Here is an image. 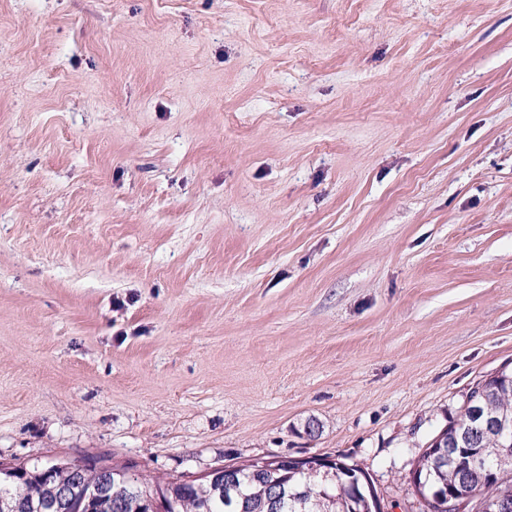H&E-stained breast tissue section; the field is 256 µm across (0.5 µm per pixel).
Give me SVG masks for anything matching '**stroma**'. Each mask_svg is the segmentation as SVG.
Instances as JSON below:
<instances>
[{
    "instance_id": "35a3bbf8",
    "label": "stroma",
    "mask_w": 512,
    "mask_h": 512,
    "mask_svg": "<svg viewBox=\"0 0 512 512\" xmlns=\"http://www.w3.org/2000/svg\"><path fill=\"white\" fill-rule=\"evenodd\" d=\"M510 362L512 0H0V462L422 512ZM330 459L311 456L307 458H290L287 456L278 457L273 459H268L266 462H274L275 464L270 468L278 467L279 465L286 463H295L299 466V468L304 469L312 476L321 475L322 479L326 477L327 468L324 467V464H327ZM325 469V470H323Z\"/></svg>"
}]
</instances>
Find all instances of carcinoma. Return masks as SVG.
I'll return each instance as SVG.
<instances>
[{"label":"carcinoma","instance_id":"cac0c4a2","mask_svg":"<svg viewBox=\"0 0 512 512\" xmlns=\"http://www.w3.org/2000/svg\"><path fill=\"white\" fill-rule=\"evenodd\" d=\"M459 411L467 419L473 418L475 412L483 418L512 417V380L485 377L475 382ZM456 420L455 416L448 418V425L430 439L418 457V481L427 493L444 487L475 489L481 483V475L441 460L443 447L452 448L461 458L470 455L492 458L495 449L503 443V437L493 430L464 439L455 427ZM99 468L97 460L82 464V479L78 481L72 471L60 468L57 463L21 466L19 470L25 475L14 482V504L19 506L18 512H59L50 505V488L70 484L73 503H84L83 512H115L112 505L117 500L125 504L122 512H147L146 495L161 480L117 483L105 495L90 502L88 486L98 480ZM328 475L329 478L320 482L311 480L302 470L281 471L273 475L279 481V488L274 491L253 480L248 469L243 470L235 488L220 493L212 491L206 482L183 485L170 481L167 512H375L369 479L360 468L338 458ZM485 495L502 496L512 502V462L495 467Z\"/></svg>","mask_w":512,"mask_h":512}]
</instances>
